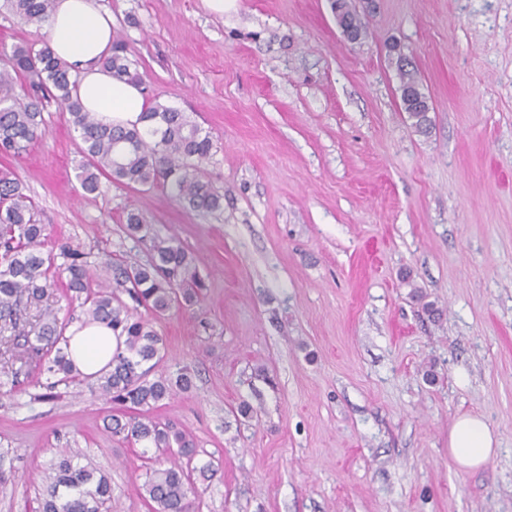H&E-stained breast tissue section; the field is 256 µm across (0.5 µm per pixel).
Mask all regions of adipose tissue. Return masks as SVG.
Instances as JSON below:
<instances>
[{
  "label": "adipose tissue",
  "mask_w": 512,
  "mask_h": 512,
  "mask_svg": "<svg viewBox=\"0 0 512 512\" xmlns=\"http://www.w3.org/2000/svg\"><path fill=\"white\" fill-rule=\"evenodd\" d=\"M49 45L56 58L77 76V96L85 111L110 125H137L146 110L138 84L113 78L102 61L112 51V15L95 0H55L47 23ZM70 358L80 377L104 373L121 340L111 328L93 323L70 328ZM488 423L477 415H461L448 434V452L464 470L483 466L497 448Z\"/></svg>",
  "instance_id": "1"
}]
</instances>
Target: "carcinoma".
Returning <instances> with one entry per match:
<instances>
[{
	"label": "carcinoma",
	"mask_w": 512,
	"mask_h": 512,
	"mask_svg": "<svg viewBox=\"0 0 512 512\" xmlns=\"http://www.w3.org/2000/svg\"><path fill=\"white\" fill-rule=\"evenodd\" d=\"M54 0H4V6L22 23L44 27ZM112 75L140 83L143 75L125 56L121 39L113 43L112 55L102 61ZM403 110L416 131L431 125L428 97L415 71L400 66ZM51 99L68 114V121L81 141L87 159L77 174L86 194L100 190V177L127 186L167 188L185 208L212 213L223 207V195L213 186L206 164L213 156L211 133L187 112L156 103L143 116L147 125L108 126L83 110L76 93V78L56 59L48 41L40 47L0 50V155L18 158L45 133L43 100ZM131 237L142 241L149 227L135 212L126 215ZM46 226L35 219L34 205L24 193L15 171L0 169V330L11 329L16 360L23 366L41 362L53 354L46 372L76 377L69 357L68 339L54 316H46L37 333L20 327V305L39 302L66 277L69 291L85 294L87 320L112 327L124 337L123 347L112 356L111 369L96 380L100 394L116 405L104 417L116 436L148 449L171 451L169 466L153 469L143 485L145 498L154 503L151 512H192L194 474L208 478L212 464H194L197 449L193 438L172 423H161L148 411L175 390L193 386L191 373L182 369L175 380L149 379L152 362L163 359L164 342L148 321L134 314L143 307L161 316L175 305L191 306L203 283L191 254L174 239L153 240L149 262L119 258L101 261L104 279L97 290L88 289L87 261L77 249L63 248L68 262L52 270L54 257L45 252ZM128 296L135 306L123 299ZM81 450L67 449L55 464L39 512H111L112 488L91 464L81 465Z\"/></svg>",
	"instance_id": "carcinoma-1"
}]
</instances>
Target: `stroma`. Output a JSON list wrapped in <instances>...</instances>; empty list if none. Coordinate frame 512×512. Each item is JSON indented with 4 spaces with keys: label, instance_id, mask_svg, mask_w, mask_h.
I'll list each match as a JSON object with an SVG mask.
<instances>
[{
    "label": "stroma",
    "instance_id": "1",
    "mask_svg": "<svg viewBox=\"0 0 512 512\" xmlns=\"http://www.w3.org/2000/svg\"><path fill=\"white\" fill-rule=\"evenodd\" d=\"M97 2L147 104L211 133L223 210L108 181L84 195L52 102L11 166L49 246L86 253L90 285L105 255L150 258L125 233L132 210L192 253L205 288L154 320L153 374L185 367L194 387L151 415L213 464L196 512H512V0H376L355 43L329 0H235L220 18L202 0ZM391 42L429 97V134L401 109ZM80 305L60 285L27 320L69 327ZM108 409L76 379L0 395V512H37L64 448L111 479L112 512H149L143 485L168 455L112 435ZM468 413L498 439L472 471L448 454Z\"/></svg>",
    "mask_w": 512,
    "mask_h": 512
}]
</instances>
